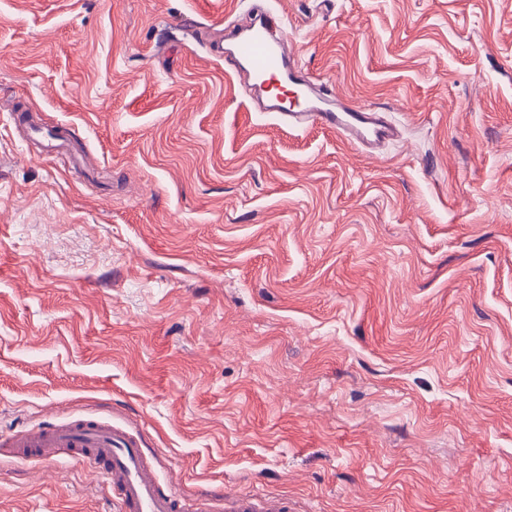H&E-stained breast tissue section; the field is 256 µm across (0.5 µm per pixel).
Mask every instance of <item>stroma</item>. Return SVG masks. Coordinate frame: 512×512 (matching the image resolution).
Segmentation results:
<instances>
[{
	"mask_svg": "<svg viewBox=\"0 0 512 512\" xmlns=\"http://www.w3.org/2000/svg\"><path fill=\"white\" fill-rule=\"evenodd\" d=\"M254 3L397 139L256 111ZM82 414L189 497L512 512V0H0V439ZM0 512L116 509L2 455Z\"/></svg>",
	"mask_w": 512,
	"mask_h": 512,
	"instance_id": "35a3bbf8",
	"label": "stroma"
}]
</instances>
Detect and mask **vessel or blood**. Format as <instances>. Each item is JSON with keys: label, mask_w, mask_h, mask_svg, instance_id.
<instances>
[{"label": "vessel or blood", "mask_w": 512, "mask_h": 512, "mask_svg": "<svg viewBox=\"0 0 512 512\" xmlns=\"http://www.w3.org/2000/svg\"><path fill=\"white\" fill-rule=\"evenodd\" d=\"M224 63L233 69L263 111L276 112L297 126H318L360 148L373 149L397 132L366 106L332 103L313 93L295 64L286 37L277 35L271 16L258 13L228 27ZM17 461L50 462L61 455L78 459L104 483L119 512H288V504L269 495L185 497L164 491L157 473L158 451L145 447L137 425L124 418L78 417L20 430L4 443Z\"/></svg>", "instance_id": "1"}]
</instances>
